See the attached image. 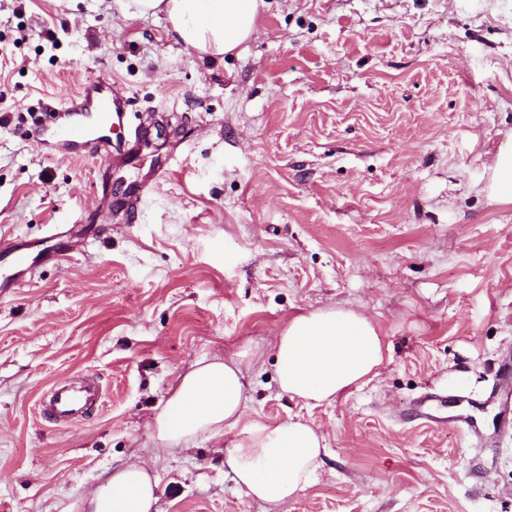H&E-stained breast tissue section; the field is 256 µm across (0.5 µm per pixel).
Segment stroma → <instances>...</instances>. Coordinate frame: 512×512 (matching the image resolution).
<instances>
[{
	"instance_id": "1",
	"label": "stroma",
	"mask_w": 512,
	"mask_h": 512,
	"mask_svg": "<svg viewBox=\"0 0 512 512\" xmlns=\"http://www.w3.org/2000/svg\"><path fill=\"white\" fill-rule=\"evenodd\" d=\"M95 77L147 127L135 163L33 130ZM511 135L512 0H265L221 60L162 15L0 0V244L54 229L70 249L0 293V512H84L130 463L156 475L157 512H512V203L486 193ZM329 307L368 316L390 359L332 404L290 399L275 338ZM216 354L246 364L244 424L325 436L323 467L280 503L236 484L231 435L157 452L161 401ZM85 373L97 411L39 413ZM429 393L475 436L417 419Z\"/></svg>"
}]
</instances>
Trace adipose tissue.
<instances>
[{
  "mask_svg": "<svg viewBox=\"0 0 512 512\" xmlns=\"http://www.w3.org/2000/svg\"><path fill=\"white\" fill-rule=\"evenodd\" d=\"M263 0H118L122 12L165 15L177 40L212 58L239 49L256 32ZM278 384L290 398L333 403L376 377L390 352L370 318L352 309L297 314L276 338ZM244 362L234 356L197 361L180 374L154 425L162 455L172 456L203 434H233L224 464L248 497L278 503L306 486L322 463L325 438L299 419L272 427H246ZM108 489L93 494L88 512H152L158 480L127 464L110 473Z\"/></svg>",
  "mask_w": 512,
  "mask_h": 512,
  "instance_id": "adipose-tissue-1",
  "label": "adipose tissue"
}]
</instances>
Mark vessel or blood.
<instances>
[{
	"instance_id": "b4317fda",
	"label": "vessel or blood",
	"mask_w": 512,
	"mask_h": 512,
	"mask_svg": "<svg viewBox=\"0 0 512 512\" xmlns=\"http://www.w3.org/2000/svg\"><path fill=\"white\" fill-rule=\"evenodd\" d=\"M36 122L49 131L57 148L71 154L90 146L111 162L129 164L137 158L134 150L112 145L114 129L129 124V103L101 79L88 80L68 106L45 112ZM46 257V251L19 242L1 247L0 288L19 287ZM101 399V391L93 379L78 382L62 379L54 382L40 398L39 409L42 415L55 420L75 422L98 407Z\"/></svg>"
}]
</instances>
